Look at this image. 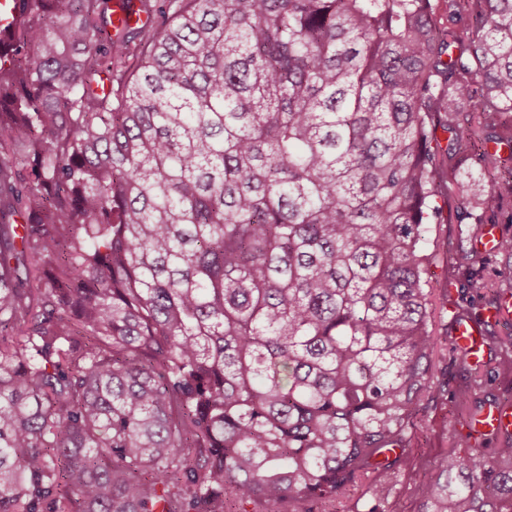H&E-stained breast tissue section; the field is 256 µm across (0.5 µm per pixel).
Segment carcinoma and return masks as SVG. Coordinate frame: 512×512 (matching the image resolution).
Segmentation results:
<instances>
[{
  "label": "carcinoma",
  "mask_w": 512,
  "mask_h": 512,
  "mask_svg": "<svg viewBox=\"0 0 512 512\" xmlns=\"http://www.w3.org/2000/svg\"><path fill=\"white\" fill-rule=\"evenodd\" d=\"M19 2L0 512H336L368 477L386 512L448 392L433 225L512 214V0H137L161 21L115 30L111 0ZM453 363L466 422L497 396ZM417 497L512 512V436Z\"/></svg>",
  "instance_id": "cac0c4a2"
}]
</instances>
